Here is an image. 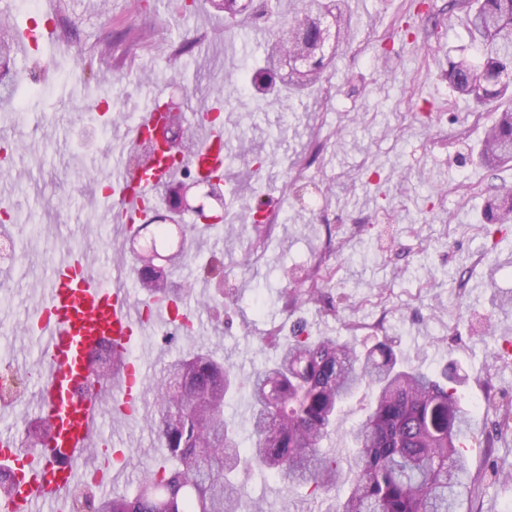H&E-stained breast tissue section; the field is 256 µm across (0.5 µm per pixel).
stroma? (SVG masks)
<instances>
[{
    "label": "stroma",
    "instance_id": "35a3bbf8",
    "mask_svg": "<svg viewBox=\"0 0 512 512\" xmlns=\"http://www.w3.org/2000/svg\"><path fill=\"white\" fill-rule=\"evenodd\" d=\"M407 5L410 0L343 6L352 30L336 48L329 81L260 105L240 95L236 79L241 69L262 66L268 25L226 19L203 6L179 21L170 0H59L54 40L16 60L27 117L0 118V140L19 146L9 174L0 176V206L19 217L14 240L21 258L0 269V360L30 376L13 416L0 419V433H16V416L39 415V381L31 371L40 345L28 318L46 277L44 254L76 245L89 261L127 269L139 250L126 237L112 244L100 208L99 171L123 133L110 115L132 111L151 89L188 108L215 105L221 94L230 152L224 230H189L197 274L184 311L195 330L169 341L158 329L135 341L147 382L196 348L248 376L273 354L263 336L288 319L282 288L316 264L334 267L322 301L301 309L311 335L362 351L387 341L410 365L455 369L473 430L492 441L467 448L475 489L465 493L460 512H512V432L495 434L489 405L512 396V356L498 352L502 341H512V306L500 305L512 296V223H489L486 211L490 184L512 186V167L493 176L479 164L485 125L443 79L449 58L475 54L459 16L449 15L448 0L416 6L409 39L387 54L376 52ZM145 10L152 16L137 42L105 54ZM94 70L105 74L106 100L83 94ZM36 83L43 93L29 95ZM430 103L446 111L442 124L415 120ZM248 152L265 156L260 176L247 166ZM264 195L270 209L284 205L288 215L272 226L262 257L249 261L257 233L245 213ZM215 253L224 257L227 284L219 311L211 281L199 272ZM103 434L126 455L113 492L134 489L159 445L150 418L106 413ZM244 492L263 498L265 512L327 508L304 491L286 494L273 477L254 476Z\"/></svg>",
    "mask_w": 512,
    "mask_h": 512
}]
</instances>
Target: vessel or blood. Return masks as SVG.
Segmentation results:
<instances>
[{
	"mask_svg": "<svg viewBox=\"0 0 512 512\" xmlns=\"http://www.w3.org/2000/svg\"><path fill=\"white\" fill-rule=\"evenodd\" d=\"M165 105L152 95L125 127V139L140 142L157 138L164 129ZM201 143L207 146V168L215 179H223L227 159L219 144L224 130L204 123ZM112 183L111 195L102 205L111 214L121 234H128L133 219H144L146 206L159 190L181 173L175 166L149 163L132 165L121 155L107 162ZM49 278L32 313L30 326L42 342L38 363L42 376L40 407L54 413L77 410L78 417L64 435L42 448H21L14 436L0 437V462L13 472V494L0 501V512H68L66 487L74 479L94 469L101 489H110L120 469L121 454L99 462L85 456L88 448L100 447L101 418L107 407H116L123 418L141 417L148 402L142 363L126 366L116 386H103L92 395L82 391L88 382L93 356L102 348L131 346L148 330L173 323L172 307L151 302L149 315H141L124 281L110 279L80 259L78 253L63 252L46 258Z\"/></svg>",
	"mask_w": 512,
	"mask_h": 512,
	"instance_id": "obj_1",
	"label": "vessel or blood"
}]
</instances>
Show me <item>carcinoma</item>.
Instances as JSON below:
<instances>
[{
  "instance_id": "cac0c4a2",
  "label": "carcinoma",
  "mask_w": 512,
  "mask_h": 512,
  "mask_svg": "<svg viewBox=\"0 0 512 512\" xmlns=\"http://www.w3.org/2000/svg\"><path fill=\"white\" fill-rule=\"evenodd\" d=\"M448 6L463 13L477 52L473 59H449L448 81L478 109L508 100L486 131L483 157L490 165L512 162V0H448ZM339 19L336 0H307L288 27L300 38ZM279 37L277 23L267 43L268 65L277 68L283 65ZM18 42L10 15L0 11V102L11 105L17 104ZM335 54L328 42L307 62L313 68L307 79L291 63L280 77L298 90L325 81ZM207 121H216L208 110L189 116L168 108L166 124L179 125L181 140L165 157L195 160L191 173L202 169L205 149L192 127ZM487 211L489 220L511 224L512 187H493ZM178 234L176 249L167 255L172 276L185 266L186 229L178 227ZM329 279L328 269L312 267L303 281L283 289L285 307L292 311L318 297ZM138 282L147 297L177 307L192 294L190 286L169 288L162 274L154 277L144 268ZM276 338H265L275 346L274 357L247 377L205 352L170 361L154 386L152 416L169 465L145 470L134 493L101 498L93 512H263L242 493L256 473L277 477L290 493L308 488L313 496L333 499V512H459L470 476L464 444L472 429L448 369L408 366L383 342L362 356L302 327L286 345H276ZM104 360L110 367L92 369L99 380L120 375L126 354L114 350ZM363 388L374 398L349 430L354 453L345 468L324 445L343 429L342 405ZM242 394L250 405L246 431L224 417L227 401ZM345 469L351 475L346 489Z\"/></svg>"
}]
</instances>
